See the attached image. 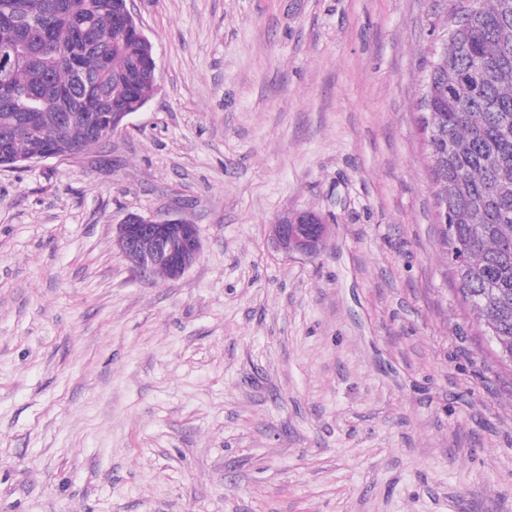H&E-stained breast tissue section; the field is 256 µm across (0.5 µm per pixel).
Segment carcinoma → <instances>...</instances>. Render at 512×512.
I'll return each mask as SVG.
<instances>
[{"label": "carcinoma", "mask_w": 512, "mask_h": 512, "mask_svg": "<svg viewBox=\"0 0 512 512\" xmlns=\"http://www.w3.org/2000/svg\"><path fill=\"white\" fill-rule=\"evenodd\" d=\"M458 33L429 57L419 109L436 200L448 199L453 280L512 357V0H462ZM0 164L76 156L156 90L153 45L125 0H0Z\"/></svg>", "instance_id": "obj_1"}]
</instances>
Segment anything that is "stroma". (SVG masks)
<instances>
[{"instance_id":"1","label":"stroma","mask_w":512,"mask_h":512,"mask_svg":"<svg viewBox=\"0 0 512 512\" xmlns=\"http://www.w3.org/2000/svg\"><path fill=\"white\" fill-rule=\"evenodd\" d=\"M456 0H131L157 90L0 167V512H512V363L451 278L420 128ZM312 210L319 255L271 226ZM130 213L199 227L180 279ZM138 270L141 256V272L167 280L181 278L199 259L201 240L196 224L179 218L143 217L128 214L121 224H117L116 242ZM152 251V252H150ZM150 252V253H147ZM146 253V254H145ZM307 225V226H302ZM329 233L327 224H272L276 248L285 255L317 256Z\"/></svg>"}]
</instances>
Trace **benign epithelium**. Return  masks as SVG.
Wrapping results in <instances>:
<instances>
[{"label": "benign epithelium", "mask_w": 512, "mask_h": 512, "mask_svg": "<svg viewBox=\"0 0 512 512\" xmlns=\"http://www.w3.org/2000/svg\"><path fill=\"white\" fill-rule=\"evenodd\" d=\"M329 233L326 224H274L272 236L276 248L286 255L315 257ZM143 237H149L156 248L141 258L140 270L167 280L181 278L199 259L201 240L198 227L179 218L127 215L117 225V245L133 250Z\"/></svg>", "instance_id": "1"}]
</instances>
